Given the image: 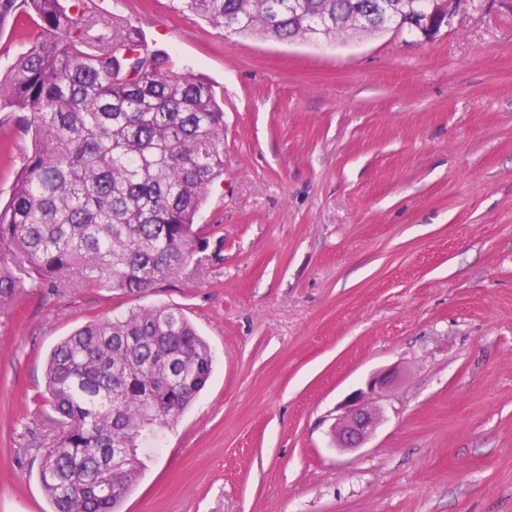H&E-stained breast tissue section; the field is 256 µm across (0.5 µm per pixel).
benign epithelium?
Wrapping results in <instances>:
<instances>
[{"label": "benign epithelium", "instance_id": "benign-epithelium-1", "mask_svg": "<svg viewBox=\"0 0 512 512\" xmlns=\"http://www.w3.org/2000/svg\"><path fill=\"white\" fill-rule=\"evenodd\" d=\"M468 5L469 0H433L431 10L417 20L415 27L423 37L430 38ZM398 377L395 367L379 370L371 375L365 387L352 391L339 403L331 426L336 449L361 448L376 433L383 421L379 401Z\"/></svg>", "mask_w": 512, "mask_h": 512}]
</instances>
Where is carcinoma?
<instances>
[{"label":"carcinoma","mask_w":512,"mask_h":512,"mask_svg":"<svg viewBox=\"0 0 512 512\" xmlns=\"http://www.w3.org/2000/svg\"><path fill=\"white\" fill-rule=\"evenodd\" d=\"M181 0L212 25L280 41L383 31L428 0ZM35 38L0 80L32 151L0 210V314L27 280L144 294L200 249L196 217L224 174V111L214 85L174 71L137 28L87 0H0V31L17 13ZM212 371L209 346L171 306L86 322L51 350L46 391L59 415L41 455L53 512H117L142 451L177 419ZM126 463L112 469V449ZM111 472L112 491L100 474Z\"/></svg>","instance_id":"cac0c4a2"}]
</instances>
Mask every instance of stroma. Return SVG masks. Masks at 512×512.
<instances>
[{"label": "stroma", "mask_w": 512, "mask_h": 512, "mask_svg": "<svg viewBox=\"0 0 512 512\" xmlns=\"http://www.w3.org/2000/svg\"><path fill=\"white\" fill-rule=\"evenodd\" d=\"M224 109V175L179 275L144 295L24 288L0 315V512L40 480L50 350L87 320L179 308L213 371L121 512H512V0L426 39L280 42L175 0H94ZM31 150L0 112V205ZM402 378L366 447L337 405Z\"/></svg>", "instance_id": "35a3bbf8"}]
</instances>
